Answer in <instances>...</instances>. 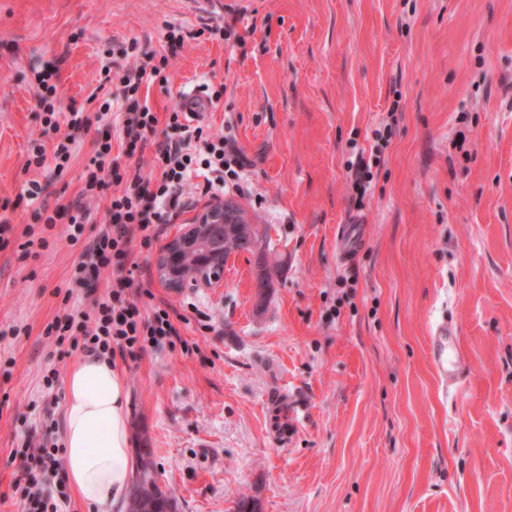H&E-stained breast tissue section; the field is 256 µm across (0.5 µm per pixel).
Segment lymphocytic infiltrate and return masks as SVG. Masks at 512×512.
I'll list each match as a JSON object with an SVG mask.
<instances>
[{"mask_svg":"<svg viewBox=\"0 0 512 512\" xmlns=\"http://www.w3.org/2000/svg\"><path fill=\"white\" fill-rule=\"evenodd\" d=\"M168 57L158 63L125 70L118 75L120 100L103 104L95 116L79 109L58 112L55 107L56 85L53 74L45 70L37 74V96L46 117V131L57 133L51 147H36L29 158L31 166L41 168L54 161L56 170H64L70 161L78 133L99 122L112 127L117 141L125 147L127 156L152 149L153 176L141 168H121L112 156L111 141L95 144V154L84 170L83 186L76 199L64 204L62 211L69 222L78 226L91 221L89 203L94 199H109V221L95 239L84 245L74 268L71 285L83 287L86 274L101 276L107 265H115L121 274L113 278L110 291L93 302L91 311H78L53 321L45 329L46 336L63 344L66 336L79 333L85 353L106 357L113 352L137 355L146 348L162 345L176 335L170 313L155 308L144 313L137 300L128 299L126 291L134 284L133 273L139 265L130 253V243L136 234L149 231L155 224H168L174 218L183 188L191 180H199L202 194L222 196L226 189L240 190L245 158L233 141L209 133L204 125H191L180 110L159 117L147 102L141 101L140 89L156 81L166 82ZM165 126L162 139H155L158 126ZM59 447L45 443L27 449L22 478L31 512H49V503L40 492V477L57 469Z\"/></svg>","mask_w":512,"mask_h":512,"instance_id":"obj_1","label":"lymphocytic infiltrate"}]
</instances>
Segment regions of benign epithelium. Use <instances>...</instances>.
<instances>
[{"instance_id":"7a95c632","label":"benign epithelium","mask_w":512,"mask_h":512,"mask_svg":"<svg viewBox=\"0 0 512 512\" xmlns=\"http://www.w3.org/2000/svg\"><path fill=\"white\" fill-rule=\"evenodd\" d=\"M240 231L250 224L246 211L233 200H216L206 206L192 222L172 237L155 258L159 281L166 287L177 289L186 281L203 288L216 286L224 275V225ZM208 239L212 259L204 266L189 265L185 252L190 243Z\"/></svg>"}]
</instances>
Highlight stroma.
I'll return each mask as SVG.
<instances>
[{
	"label": "stroma",
	"mask_w": 512,
	"mask_h": 512,
	"mask_svg": "<svg viewBox=\"0 0 512 512\" xmlns=\"http://www.w3.org/2000/svg\"><path fill=\"white\" fill-rule=\"evenodd\" d=\"M152 56L171 60L167 84L142 91L157 112L222 89L206 122L249 162L233 199L259 242L220 286L173 291L154 258L206 198L185 194L159 237L134 239L132 294L168 308L179 337L114 358L132 459L148 457L177 512L244 498L258 512H512V0H0V512H29L16 450L62 438L84 353L44 330L72 310L71 234L89 242L107 219L101 202L81 231L48 229L21 199L31 180L48 204L76 198L105 135L83 133L62 174L27 167L35 76L56 68L61 107L94 113L116 92L104 64ZM356 218L364 243L342 265L336 234ZM29 230L49 246L24 259ZM442 319L469 373L449 391L431 358ZM280 393L304 411L285 439L267 418Z\"/></svg>",
	"instance_id": "35a3bbf8"
}]
</instances>
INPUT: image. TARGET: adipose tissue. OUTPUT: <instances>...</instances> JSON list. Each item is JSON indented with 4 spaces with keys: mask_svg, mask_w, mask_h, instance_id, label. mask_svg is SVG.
<instances>
[{
    "mask_svg": "<svg viewBox=\"0 0 512 512\" xmlns=\"http://www.w3.org/2000/svg\"><path fill=\"white\" fill-rule=\"evenodd\" d=\"M128 389L112 362L93 357L65 379L63 465L81 501L121 512L132 483Z\"/></svg>",
    "mask_w": 512,
    "mask_h": 512,
    "instance_id": "1",
    "label": "adipose tissue"
}]
</instances>
